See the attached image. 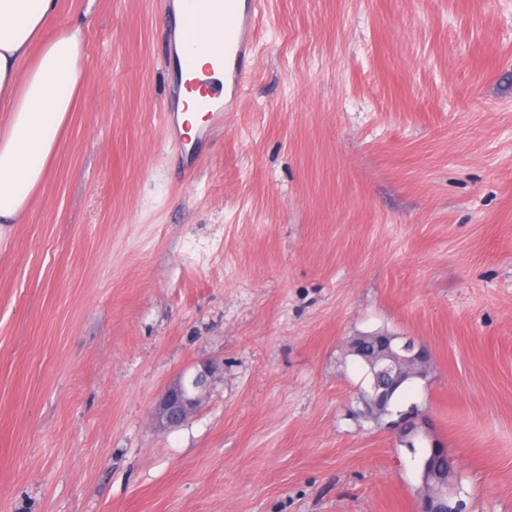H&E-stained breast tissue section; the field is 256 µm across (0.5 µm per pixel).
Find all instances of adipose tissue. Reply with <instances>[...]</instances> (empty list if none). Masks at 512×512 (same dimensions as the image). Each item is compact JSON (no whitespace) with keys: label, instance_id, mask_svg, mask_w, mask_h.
<instances>
[{"label":"adipose tissue","instance_id":"1","mask_svg":"<svg viewBox=\"0 0 512 512\" xmlns=\"http://www.w3.org/2000/svg\"><path fill=\"white\" fill-rule=\"evenodd\" d=\"M58 0H0V224L21 223L80 86L82 30L44 32Z\"/></svg>","mask_w":512,"mask_h":512}]
</instances>
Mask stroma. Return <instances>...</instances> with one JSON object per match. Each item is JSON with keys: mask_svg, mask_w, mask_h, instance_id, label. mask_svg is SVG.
<instances>
[{"mask_svg": "<svg viewBox=\"0 0 512 512\" xmlns=\"http://www.w3.org/2000/svg\"><path fill=\"white\" fill-rule=\"evenodd\" d=\"M166 0H59L82 83L0 226V512H417L356 336L425 347L465 512H512V0H262L186 144ZM218 367L182 425L153 415Z\"/></svg>", "mask_w": 512, "mask_h": 512, "instance_id": "stroma-1", "label": "stroma"}]
</instances>
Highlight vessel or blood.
Here are the masks:
<instances>
[{"label":"vessel or blood","instance_id":"obj_1","mask_svg":"<svg viewBox=\"0 0 512 512\" xmlns=\"http://www.w3.org/2000/svg\"><path fill=\"white\" fill-rule=\"evenodd\" d=\"M261 16V0H184L181 29L186 38H193L197 28L206 21L214 22V42L195 43L192 50L176 58L175 64L187 77L186 90L203 84L198 71L200 55H210L224 68V82L231 98H238L244 86L243 63L252 48V33Z\"/></svg>","mask_w":512,"mask_h":512}]
</instances>
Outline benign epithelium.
<instances>
[{"mask_svg": "<svg viewBox=\"0 0 512 512\" xmlns=\"http://www.w3.org/2000/svg\"><path fill=\"white\" fill-rule=\"evenodd\" d=\"M383 347L379 354L369 359V369L372 375L371 390L376 396L367 401L372 410H379L386 399V394L380 392L379 377L390 376L392 383H399L409 375V371L417 366L426 365L429 353L426 349L406 341L398 348L393 347L392 340L382 339ZM217 372L214 365H205L196 370L191 376L180 375L174 382L162 392L155 408L156 422L162 427H177L184 423L202 404L211 379ZM445 453L447 449L436 442H431L426 455V461L422 463V481L427 483L438 477L432 458L437 453ZM448 492L437 495L423 493L420 497L419 512H463V504L456 501L448 505Z\"/></svg>", "mask_w": 512, "mask_h": 512, "instance_id": "obj_1", "label": "benign epithelium"}]
</instances>
